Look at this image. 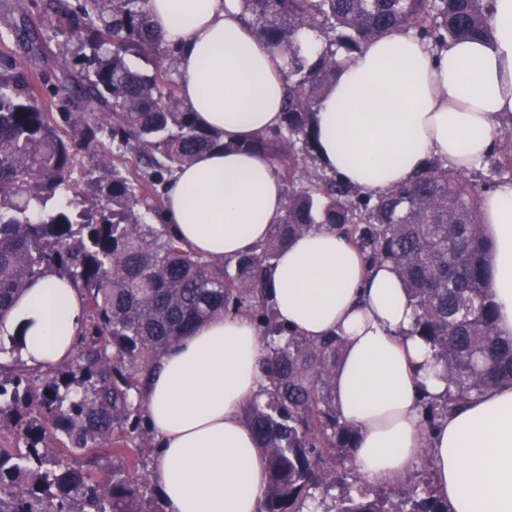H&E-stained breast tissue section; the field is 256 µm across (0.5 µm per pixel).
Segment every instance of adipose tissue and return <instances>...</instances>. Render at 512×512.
Segmentation results:
<instances>
[{"label": "adipose tissue", "instance_id": "1", "mask_svg": "<svg viewBox=\"0 0 512 512\" xmlns=\"http://www.w3.org/2000/svg\"><path fill=\"white\" fill-rule=\"evenodd\" d=\"M146 9L176 53L182 101L230 144L176 171L165 221L194 251L236 259L265 241L285 208L271 161L236 145L279 125L288 59L256 37L239 0H147ZM491 22L492 38L438 51L396 31L352 53L317 107L321 164L373 195L437 158L471 171L512 118V0H492ZM480 221L496 332L512 339V182L484 196ZM270 280L286 325L310 339H344L336 404L358 431L362 478L395 483L427 454L451 512H512V383L423 433L421 394L442 395L447 384L430 347L411 333L414 311L395 272L368 266L323 226L283 248ZM84 321L81 292L49 275L27 288L0 332L18 335L22 361L45 370L73 357ZM262 355L255 322L227 313L158 360L143 410L155 437L149 478L167 512H260L267 466L242 412L261 392Z\"/></svg>", "mask_w": 512, "mask_h": 512}]
</instances>
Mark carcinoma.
<instances>
[{
  "instance_id": "cac0c4a2",
  "label": "carcinoma",
  "mask_w": 512,
  "mask_h": 512,
  "mask_svg": "<svg viewBox=\"0 0 512 512\" xmlns=\"http://www.w3.org/2000/svg\"><path fill=\"white\" fill-rule=\"evenodd\" d=\"M492 0H241L256 35L288 52V89L278 127L233 145L200 127L178 94L176 70L150 25L146 0H29L0 31V322L25 287L48 274L83 293L86 324L70 367L41 371L0 363V512H163L141 492L139 442L154 440L142 396L159 358L206 320L234 310L257 324L265 348L264 398L245 413L267 461L261 512H449L428 481L407 471L373 487L355 469L358 433L343 420L334 373L343 340H311L274 315L269 274L281 248L315 226L341 233L375 266L389 264L413 306L412 333L433 350L448 382L423 394L421 424L494 385L512 381V341L495 334L487 293V239L473 176L442 161L416 179L372 196L324 171L309 172L318 141L314 115L352 53L393 31L432 48L492 36ZM59 17L83 52L55 56L45 17ZM323 39L300 53L302 33ZM48 70L32 77L25 56ZM130 57L153 58L152 70ZM83 102L95 121L75 111ZM108 138L116 154L89 155ZM489 176L512 170V133L501 134ZM262 152L288 181L284 215L266 241L233 262L205 256L163 221L173 172L216 148ZM85 179L91 203L53 205ZM108 448L127 475L107 482L71 457Z\"/></svg>"
}]
</instances>
